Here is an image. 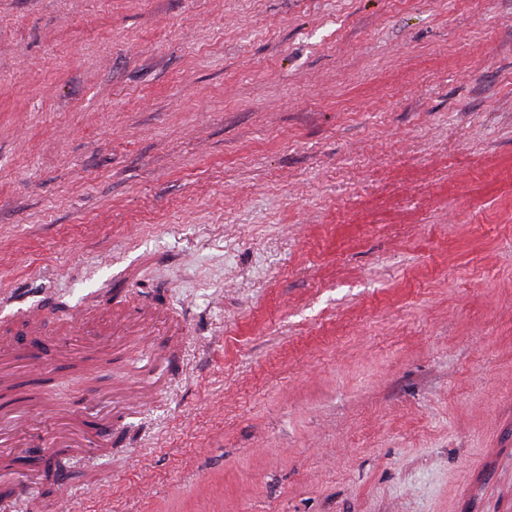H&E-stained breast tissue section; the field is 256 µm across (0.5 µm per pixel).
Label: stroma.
I'll list each match as a JSON object with an SVG mask.
<instances>
[{
  "mask_svg": "<svg viewBox=\"0 0 512 512\" xmlns=\"http://www.w3.org/2000/svg\"><path fill=\"white\" fill-rule=\"evenodd\" d=\"M126 290L145 343L65 335ZM50 329L0 512H512L459 495L512 450V0H0V351Z\"/></svg>",
  "mask_w": 512,
  "mask_h": 512,
  "instance_id": "stroma-1",
  "label": "stroma"
}]
</instances>
